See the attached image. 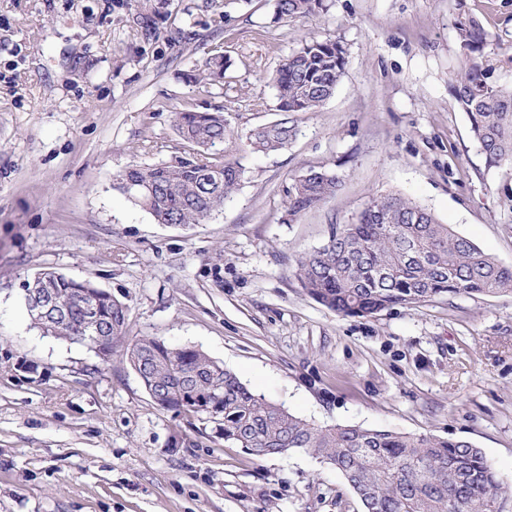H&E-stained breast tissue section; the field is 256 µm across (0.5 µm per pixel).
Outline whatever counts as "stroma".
<instances>
[{"instance_id":"35a3bbf8","label":"stroma","mask_w":512,"mask_h":512,"mask_svg":"<svg viewBox=\"0 0 512 512\" xmlns=\"http://www.w3.org/2000/svg\"><path fill=\"white\" fill-rule=\"evenodd\" d=\"M468 15L493 35L489 83L511 85L512 0H327L300 20L271 0H0V512H361L331 466L248 455L159 409L121 353L103 367L33 328L20 288L44 269L125 302L127 339L199 348L319 426L470 441L512 486L511 295L342 317L293 274L387 194L512 265V164L486 168L450 91ZM310 37L344 45V76L287 149L238 152L221 213L170 227L115 188L170 157L186 105L242 139L276 120L272 79ZM216 47L232 65L204 96L190 77ZM311 167L336 171L335 198L281 223Z\"/></svg>"}]
</instances>
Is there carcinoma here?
I'll return each mask as SVG.
<instances>
[{
    "mask_svg": "<svg viewBox=\"0 0 512 512\" xmlns=\"http://www.w3.org/2000/svg\"><path fill=\"white\" fill-rule=\"evenodd\" d=\"M325 0H275L274 15L298 19L326 10ZM466 64L452 93L467 115L485 166L512 163V87L488 83L482 65L492 35L473 17L457 24ZM347 53L334 39H310L279 64L273 85L280 118L249 133L235 149L272 153L296 136V117L313 112L335 92ZM231 60L207 53L199 92L224 79ZM173 122L178 155L155 164L132 163L115 176L117 188L158 224H203L224 208L244 169L224 144L233 138L224 112L182 109ZM339 176L309 168L288 187V221L335 197ZM293 273L315 302L343 317H371L457 295H512V267L502 265L434 214L391 194L371 200L353 224L332 225L328 241L295 259ZM53 293L49 335L79 343L100 364L112 360L125 336L128 307L89 280L41 272ZM131 368L161 409L186 421L206 420L218 403L224 441L255 457L303 451L336 469L362 512H502L512 487L497 477L471 442L359 425L317 426L254 394L204 351L143 336L123 349Z\"/></svg>",
    "mask_w": 512,
    "mask_h": 512,
    "instance_id": "carcinoma-1",
    "label": "carcinoma"
}]
</instances>
